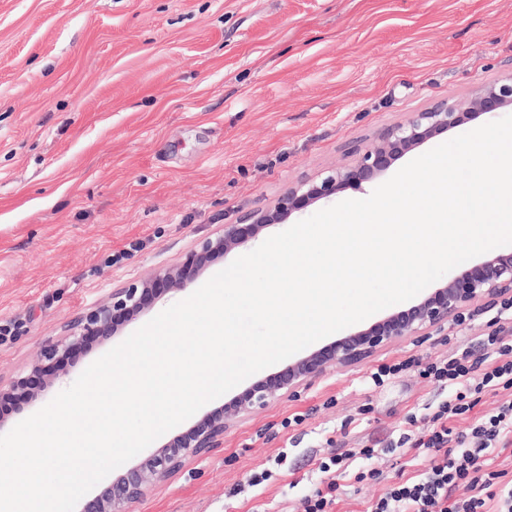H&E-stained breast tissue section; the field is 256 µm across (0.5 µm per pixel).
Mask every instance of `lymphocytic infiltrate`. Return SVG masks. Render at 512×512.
Returning <instances> with one entry per match:
<instances>
[{"instance_id":"obj_1","label":"lymphocytic infiltrate","mask_w":512,"mask_h":512,"mask_svg":"<svg viewBox=\"0 0 512 512\" xmlns=\"http://www.w3.org/2000/svg\"><path fill=\"white\" fill-rule=\"evenodd\" d=\"M483 346L486 356L478 361L463 349L416 367L400 361L370 371L368 382L380 387L414 368L422 378L447 387L449 396L438 403L428 434L403 436L423 468L387 488L367 512H512V476L494 467L499 454L512 448V341L495 329L484 337ZM503 391L508 394L504 400L499 397ZM486 395L497 396L498 405L478 412L469 440H462L451 419L478 411ZM318 470L324 479L305 495L304 512H334L343 482L360 483L367 477L366 472L350 471L342 455L329 456ZM461 484L471 489L468 498H454L453 490Z\"/></svg>"}]
</instances>
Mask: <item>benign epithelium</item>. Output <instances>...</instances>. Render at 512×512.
<instances>
[{
    "mask_svg": "<svg viewBox=\"0 0 512 512\" xmlns=\"http://www.w3.org/2000/svg\"><path fill=\"white\" fill-rule=\"evenodd\" d=\"M509 106H512V74L480 85L464 101L439 102L410 113L404 121L384 130L352 163L336 167L318 181L300 182L267 210L240 214L235 223L224 225L221 234L203 240L189 251L180 264L157 270L113 291L107 300L78 315L70 323L68 334L46 346L26 372L5 385L0 384V406L12 402L17 408L36 399L48 386L45 379L48 368L78 356L94 340L116 335L125 323L162 294L186 288L210 259L257 238L264 228L294 211L329 199L346 187L354 188L372 180L432 137ZM508 294L512 296V252L491 255L468 271L448 278L408 309L353 335L338 338L254 383L224 407L205 415L187 432L148 454L137 466L86 501L81 512H128L131 504L178 472L189 458L222 447L226 429L255 409L294 391L330 367L353 364L399 338L427 335L440 329L449 318L461 317L463 310L471 305Z\"/></svg>",
    "mask_w": 512,
    "mask_h": 512,
    "instance_id": "7a95c632",
    "label": "benign epithelium"
}]
</instances>
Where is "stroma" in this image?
Masks as SVG:
<instances>
[{
    "instance_id": "obj_1",
    "label": "stroma",
    "mask_w": 512,
    "mask_h": 512,
    "mask_svg": "<svg viewBox=\"0 0 512 512\" xmlns=\"http://www.w3.org/2000/svg\"><path fill=\"white\" fill-rule=\"evenodd\" d=\"M512 74V0H0V380L29 366L112 291L182 261L239 212L350 163L408 113ZM124 252V259L108 258ZM188 290L89 344L9 425ZM512 319L466 310L312 377L186 461L129 512H303L321 458L375 449L374 478L336 512H366L421 467L404 433L447 388L381 363L432 361ZM301 424L286 426L292 415ZM287 452L284 468L274 459ZM272 476L252 487L253 475Z\"/></svg>"
}]
</instances>
